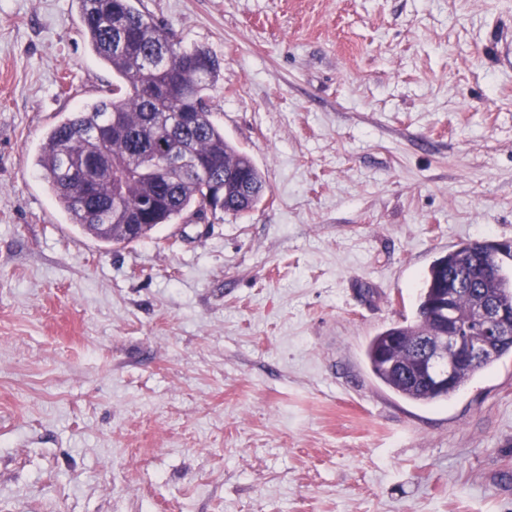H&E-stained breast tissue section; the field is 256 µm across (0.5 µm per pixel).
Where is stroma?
I'll use <instances>...</instances> for the list:
<instances>
[{
	"mask_svg": "<svg viewBox=\"0 0 512 512\" xmlns=\"http://www.w3.org/2000/svg\"><path fill=\"white\" fill-rule=\"evenodd\" d=\"M221 69L252 211L125 246L34 161L112 71L77 0H0V512H512V353L370 372L422 275L512 241V0H134Z\"/></svg>",
	"mask_w": 512,
	"mask_h": 512,
	"instance_id": "obj_1",
	"label": "stroma"
}]
</instances>
